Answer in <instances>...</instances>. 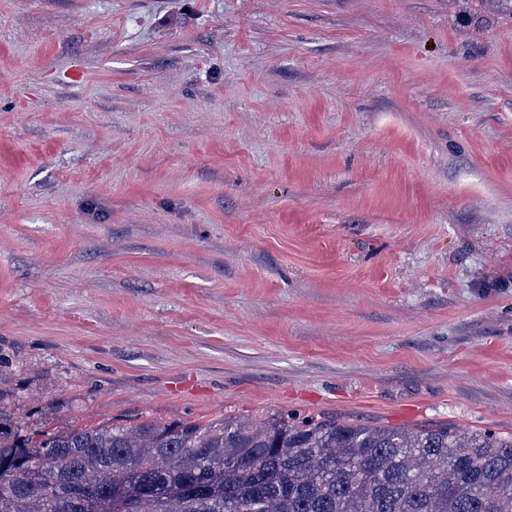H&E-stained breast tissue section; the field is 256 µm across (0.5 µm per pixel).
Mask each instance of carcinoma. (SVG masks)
Here are the masks:
<instances>
[{
    "mask_svg": "<svg viewBox=\"0 0 512 512\" xmlns=\"http://www.w3.org/2000/svg\"><path fill=\"white\" fill-rule=\"evenodd\" d=\"M0 512H512V437L287 416L27 435L0 410Z\"/></svg>",
    "mask_w": 512,
    "mask_h": 512,
    "instance_id": "carcinoma-1",
    "label": "carcinoma"
}]
</instances>
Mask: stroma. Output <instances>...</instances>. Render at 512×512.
Masks as SVG:
<instances>
[{"mask_svg":"<svg viewBox=\"0 0 512 512\" xmlns=\"http://www.w3.org/2000/svg\"><path fill=\"white\" fill-rule=\"evenodd\" d=\"M0 410L512 436V16L0 0Z\"/></svg>","mask_w":512,"mask_h":512,"instance_id":"1","label":"stroma"}]
</instances>
